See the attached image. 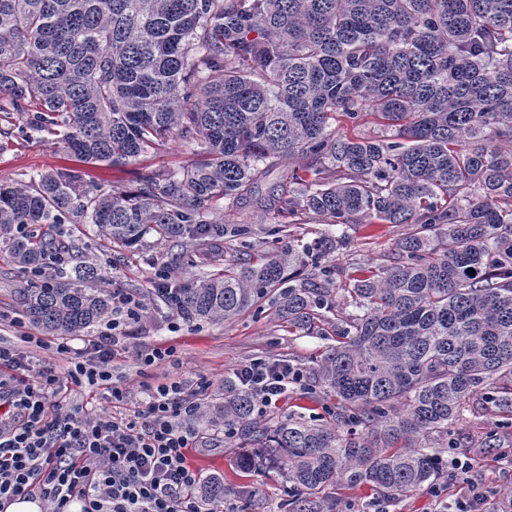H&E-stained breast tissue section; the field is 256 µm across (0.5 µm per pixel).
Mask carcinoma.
I'll list each match as a JSON object with an SVG mask.
<instances>
[{
    "label": "carcinoma",
    "instance_id": "1",
    "mask_svg": "<svg viewBox=\"0 0 512 512\" xmlns=\"http://www.w3.org/2000/svg\"><path fill=\"white\" fill-rule=\"evenodd\" d=\"M0 94V112L39 107L28 124L60 128L85 164L123 166L173 136L209 155L142 173L134 192L73 169L0 183V251L39 278L17 296L48 334L112 315L109 278L68 225L127 249L155 236L189 260L245 232L215 203L249 197L261 163L303 161L281 175L283 224L312 211L413 225L393 263L357 268L338 322L324 242L164 284L185 320L228 321L311 262L273 308L292 333L338 336L309 371L338 411L272 425L230 382L222 410L224 436L258 447L239 469L281 471L296 512H333L340 482L406 499L437 475L432 448L464 404L486 395L512 413V0H0ZM367 114L394 133L332 128ZM443 227L439 252L429 233ZM196 494L217 509L237 491L210 477Z\"/></svg>",
    "mask_w": 512,
    "mask_h": 512
}]
</instances>
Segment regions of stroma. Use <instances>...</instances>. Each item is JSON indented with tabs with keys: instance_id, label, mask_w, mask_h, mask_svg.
Masks as SVG:
<instances>
[{
	"instance_id": "1",
	"label": "stroma",
	"mask_w": 512,
	"mask_h": 512,
	"mask_svg": "<svg viewBox=\"0 0 512 512\" xmlns=\"http://www.w3.org/2000/svg\"><path fill=\"white\" fill-rule=\"evenodd\" d=\"M205 146L201 141L167 139L141 155L133 164L111 168L81 164L70 155L60 136L38 131L26 125L17 115L0 112V182L28 180L46 169L79 168L86 181L104 188L135 190L139 173L150 170H179L203 161ZM228 224H245L250 231L238 237L231 246L214 251L208 246L198 249L197 262L180 271L183 279L196 277L202 265L210 269L248 261L276 238L277 221L272 209L246 200L239 207L225 210ZM290 239L297 250H305L321 242L325 236L343 235L346 246L329 256L345 275H352L357 262L375 265L393 262L399 242L412 230L408 224H329L309 213L299 223L288 225ZM89 250L107 267L112 285L139 295L144 300L140 321L126 327L129 350L116 356L112 363L115 376L121 377L127 391L122 403H112L102 391L87 393L70 387L60 397L70 408L85 407L104 416H130L140 406L147 389L172 380L212 406L224 401V382L234 378L240 366L255 358L279 361L309 370L320 355L325 340L320 336H296L281 326L271 314L268 300H261L251 310L230 322H202L174 319L172 310L152 294V278L157 270L168 268L173 248L168 243L147 238L144 246L128 251L110 240L89 236L84 240ZM26 276L5 255L0 254V343L19 344L13 323L23 316L17 300V289L26 287ZM163 344L173 348L167 362L151 368L139 364L138 348ZM336 400L321 386L289 385L287 392L267 411L277 420L291 412L307 417L320 416L334 408ZM196 446L189 461L200 476L215 475L232 485L235 496L230 499L236 512H252V502H260L259 512H287L288 484L279 471L263 469L242 473L236 460L240 454L224 438L223 424L197 423ZM493 435L500 437L499 448L484 454L478 441ZM444 460L469 463L468 473L455 469L439 473L436 479L412 497L391 501L367 486L341 487L336 491V512H456L458 502L471 486H478L488 500H496L512 492V418L468 407L458 423L448 432V445L439 449Z\"/></svg>"
}]
</instances>
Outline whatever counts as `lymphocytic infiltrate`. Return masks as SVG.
Listing matches in <instances>:
<instances>
[{
  "mask_svg": "<svg viewBox=\"0 0 512 512\" xmlns=\"http://www.w3.org/2000/svg\"><path fill=\"white\" fill-rule=\"evenodd\" d=\"M138 295L113 290L112 320L89 348L58 337L56 354L70 355L67 373L54 364H31L22 346L0 345V501L40 499L51 512H205L192 490L200 476L187 462L197 439L192 424L197 401L181 382L150 390L134 418L104 417L58 402L62 387L105 390L116 402L126 390L112 373V360L127 349L124 327L138 320ZM265 412L301 370L255 359L237 371Z\"/></svg>",
  "mask_w": 512,
  "mask_h": 512,
  "instance_id": "lymphocytic-infiltrate-1",
  "label": "lymphocytic infiltrate"
}]
</instances>
